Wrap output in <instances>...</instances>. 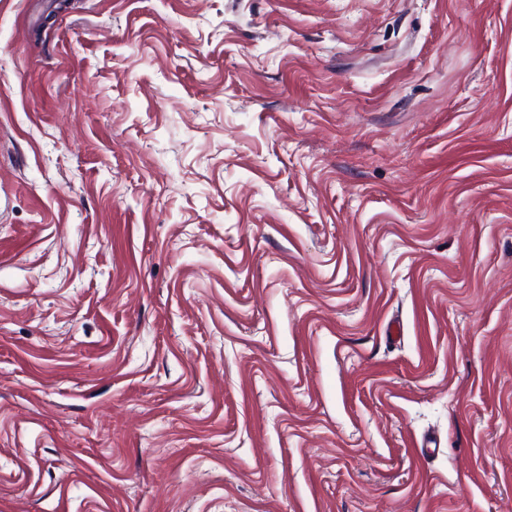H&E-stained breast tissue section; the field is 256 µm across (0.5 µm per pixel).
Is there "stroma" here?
<instances>
[{"label": "stroma", "mask_w": 512, "mask_h": 512, "mask_svg": "<svg viewBox=\"0 0 512 512\" xmlns=\"http://www.w3.org/2000/svg\"><path fill=\"white\" fill-rule=\"evenodd\" d=\"M0 512H512V0H0Z\"/></svg>", "instance_id": "35a3bbf8"}]
</instances>
